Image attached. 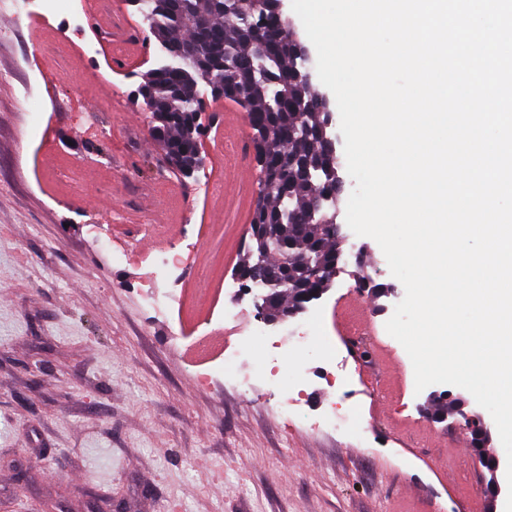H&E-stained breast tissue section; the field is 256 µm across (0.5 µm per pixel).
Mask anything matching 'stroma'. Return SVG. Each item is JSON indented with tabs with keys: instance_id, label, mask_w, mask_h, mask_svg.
I'll return each instance as SVG.
<instances>
[{
	"instance_id": "35a3bbf8",
	"label": "stroma",
	"mask_w": 512,
	"mask_h": 512,
	"mask_svg": "<svg viewBox=\"0 0 512 512\" xmlns=\"http://www.w3.org/2000/svg\"><path fill=\"white\" fill-rule=\"evenodd\" d=\"M17 19L0 6V512H487V470L466 430L432 419L431 395L479 405L465 389L416 391L404 347L385 324L398 303L370 304L346 377L359 432H315L285 420L262 390L242 395L221 374L199 377L186 352L216 319L194 325L186 310L213 302L250 243V217L225 220L227 200L254 205L261 171L248 122L218 130L216 99L200 123L205 162L193 177L171 169L150 134L137 90L156 67L159 43L142 13L116 0L140 51L132 66L101 45L79 8ZM97 55L83 54L87 42ZM111 127L103 135L101 127ZM225 195H204L206 180ZM158 243L116 262L113 247L147 223ZM108 224L111 235L90 233ZM200 247L164 284L186 300L157 318L142 294L153 261L170 247ZM372 278L391 284L372 238L349 235ZM358 262V263H361ZM357 262L297 322L344 352L333 320L351 298ZM308 416L340 400L318 348L297 355Z\"/></svg>"
}]
</instances>
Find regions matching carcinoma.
Here are the masks:
<instances>
[{"label":"carcinoma","mask_w":512,"mask_h":512,"mask_svg":"<svg viewBox=\"0 0 512 512\" xmlns=\"http://www.w3.org/2000/svg\"><path fill=\"white\" fill-rule=\"evenodd\" d=\"M141 8L149 32L177 61L149 71L142 84L152 137L182 164L191 163L201 136L191 112L196 86L205 80L245 109L264 175L250 224L264 232L251 238L240 268L265 256L268 270L284 271L288 304L295 305L325 287L343 252L331 228L309 215L332 192L335 177L328 114L317 88L292 78L294 42L276 5L264 0L263 23L226 12L224 0H144Z\"/></svg>","instance_id":"obj_1"}]
</instances>
